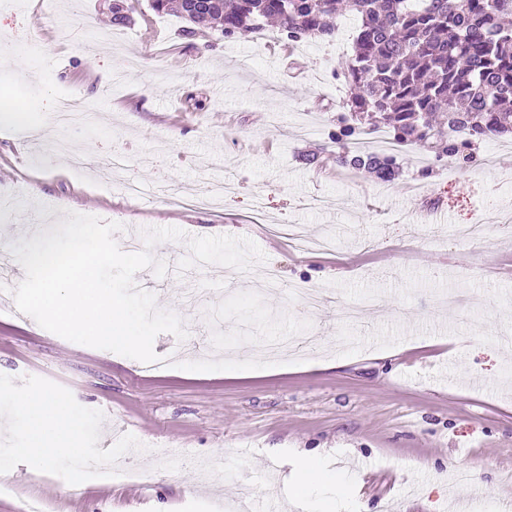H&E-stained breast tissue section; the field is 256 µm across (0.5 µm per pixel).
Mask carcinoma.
Segmentation results:
<instances>
[{"mask_svg":"<svg viewBox=\"0 0 512 512\" xmlns=\"http://www.w3.org/2000/svg\"><path fill=\"white\" fill-rule=\"evenodd\" d=\"M194 14L186 0H152L151 9L226 38L277 25L290 41L324 40L339 13L360 19L352 54L336 75L348 88L336 114L331 159L383 182L396 180L398 155L353 150L386 130L398 144L437 160L473 161L479 146L512 133V0H207ZM133 6L112 0V24L130 21Z\"/></svg>","mask_w":512,"mask_h":512,"instance_id":"cac0c4a2","label":"carcinoma"}]
</instances>
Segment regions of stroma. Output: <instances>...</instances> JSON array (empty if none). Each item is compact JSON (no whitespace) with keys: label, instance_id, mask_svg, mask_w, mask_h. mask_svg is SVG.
Returning a JSON list of instances; mask_svg holds the SVG:
<instances>
[{"label":"stroma","instance_id":"obj_1","mask_svg":"<svg viewBox=\"0 0 512 512\" xmlns=\"http://www.w3.org/2000/svg\"><path fill=\"white\" fill-rule=\"evenodd\" d=\"M38 2L0 0V105L26 109L24 122L0 120V259L29 240V223L69 212L122 224L120 244L176 227L249 238L265 259L234 282L219 265L180 271L185 242L154 245L167 275L146 268L135 280L189 336L159 334L156 354L178 360L150 372L45 330L0 293V449L28 444L7 399L24 386L64 400L89 458L120 452L137 473L83 483L65 463L34 470L17 457L0 512H223L245 488L275 512H303L291 500L308 453L352 477L343 493L313 490L315 512H451L458 497L512 512V233L477 246L434 238L426 207L432 195L452 224L495 223L512 173L414 147L392 183L330 163L354 16H338L329 40L291 44L271 29L186 37L150 0L124 27L110 23V0ZM70 90L88 100L89 123L54 124L49 107ZM115 151L128 158L118 172L106 166ZM228 178L214 205L187 204ZM129 179L134 201L119 190ZM289 224L337 246L299 253L276 232ZM294 285L325 305L307 310ZM345 304L362 318L344 319ZM309 333L317 349L267 358L270 340ZM230 357L258 364L228 373Z\"/></svg>","mask_w":512,"mask_h":512}]
</instances>
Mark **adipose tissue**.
Masks as SVG:
<instances>
[{
    "instance_id": "adipose-tissue-1",
    "label": "adipose tissue",
    "mask_w": 512,
    "mask_h": 512,
    "mask_svg": "<svg viewBox=\"0 0 512 512\" xmlns=\"http://www.w3.org/2000/svg\"><path fill=\"white\" fill-rule=\"evenodd\" d=\"M10 401L28 418L31 445L9 449L0 456V465L9 466L16 456L25 457L36 469L50 460L74 464L83 458V449L74 445L77 430L62 400L45 394L18 391L11 395Z\"/></svg>"
}]
</instances>
